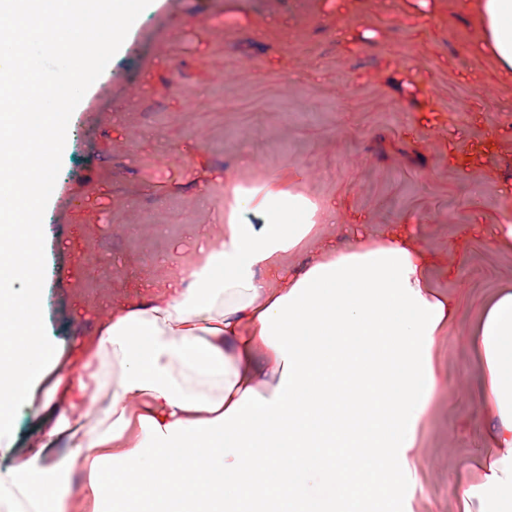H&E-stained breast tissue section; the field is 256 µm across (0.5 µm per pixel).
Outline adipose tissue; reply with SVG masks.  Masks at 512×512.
<instances>
[{
    "label": "adipose tissue",
    "mask_w": 512,
    "mask_h": 512,
    "mask_svg": "<svg viewBox=\"0 0 512 512\" xmlns=\"http://www.w3.org/2000/svg\"><path fill=\"white\" fill-rule=\"evenodd\" d=\"M139 2L0 0V87L55 99L36 72L16 80L15 33L28 20L52 16L51 44L89 58L95 42L121 47ZM475 23L512 79V0H479ZM16 127L0 113V441L12 444L20 407L38 423L0 471L11 512H224L228 501L391 512L408 498L438 383L433 350L458 306L434 288L436 259L407 225L370 235L356 224L339 246L319 235L335 199L301 191L298 168L230 180L223 232L194 226L193 257L171 249L176 270L114 297L95 335L52 338L40 310L44 203L30 185L60 163L67 130L39 112L21 153ZM309 249L307 265L288 269V255ZM471 336L498 453L465 497L477 512H512V288L487 298ZM107 356L122 367L109 386ZM94 405L109 425L83 429L76 414Z\"/></svg>",
    "instance_id": "adipose-tissue-1"
}]
</instances>
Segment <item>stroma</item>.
<instances>
[{
  "mask_svg": "<svg viewBox=\"0 0 512 512\" xmlns=\"http://www.w3.org/2000/svg\"><path fill=\"white\" fill-rule=\"evenodd\" d=\"M475 0H151L122 57L96 47V74L64 122L69 140L46 197L45 327L92 335L101 308L191 255L192 228H224V186L300 167L335 197L322 238L409 224L460 300L433 355L412 512H462L490 453L470 330L512 286V80L472 22ZM466 475L461 484L450 474Z\"/></svg>",
  "mask_w": 512,
  "mask_h": 512,
  "instance_id": "stroma-1",
  "label": "stroma"
}]
</instances>
